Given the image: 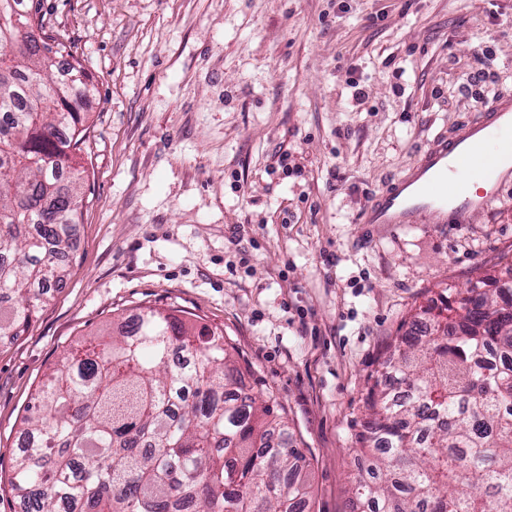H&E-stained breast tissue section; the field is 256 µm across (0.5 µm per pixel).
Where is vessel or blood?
<instances>
[{
	"instance_id": "b4317fda",
	"label": "vessel or blood",
	"mask_w": 512,
	"mask_h": 512,
	"mask_svg": "<svg viewBox=\"0 0 512 512\" xmlns=\"http://www.w3.org/2000/svg\"><path fill=\"white\" fill-rule=\"evenodd\" d=\"M477 169L483 188L471 191L462 173ZM512 182V94L502 93L452 136L431 141L401 179L373 195L365 224H468L490 205L489 189Z\"/></svg>"
}]
</instances>
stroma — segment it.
<instances>
[{"label":"stroma","mask_w":512,"mask_h":512,"mask_svg":"<svg viewBox=\"0 0 512 512\" xmlns=\"http://www.w3.org/2000/svg\"><path fill=\"white\" fill-rule=\"evenodd\" d=\"M41 17L94 95L69 274L0 342V512H19L39 385L149 305L223 329L245 392L272 388L288 417L309 512H351L367 378L401 323L512 277V183L470 224L360 221L430 141L512 93V0H42Z\"/></svg>","instance_id":"obj_1"}]
</instances>
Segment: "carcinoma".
Wrapping results in <instances>:
<instances>
[{"instance_id":"carcinoma-1","label":"carcinoma","mask_w":512,"mask_h":512,"mask_svg":"<svg viewBox=\"0 0 512 512\" xmlns=\"http://www.w3.org/2000/svg\"><path fill=\"white\" fill-rule=\"evenodd\" d=\"M0 0V341L24 335L75 249L90 100L53 95ZM420 306L368 377L352 512H512V281ZM84 338L27 407L10 486L22 512H305L304 455L270 388L242 392L224 330L151 307Z\"/></svg>"}]
</instances>
